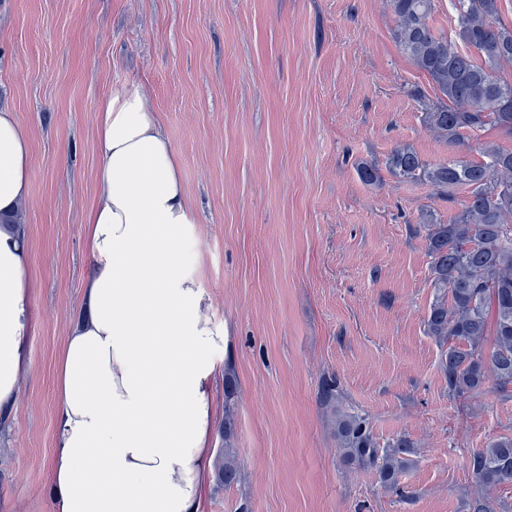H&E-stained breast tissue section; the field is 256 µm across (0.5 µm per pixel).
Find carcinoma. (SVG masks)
Masks as SVG:
<instances>
[{
    "instance_id": "cac0c4a2",
    "label": "carcinoma",
    "mask_w": 512,
    "mask_h": 512,
    "mask_svg": "<svg viewBox=\"0 0 512 512\" xmlns=\"http://www.w3.org/2000/svg\"><path fill=\"white\" fill-rule=\"evenodd\" d=\"M389 2L396 42L441 94L427 115L430 128L450 146L464 145L463 132L477 133L489 124L512 136V83L496 76L502 64L512 62V26L502 21L499 0H455L462 49L431 28L435 0ZM482 154L488 161L454 156L430 165L412 147L400 145L386 159L395 177L425 181L443 193L469 189L451 223L427 214L419 224L435 288L426 332L446 347L441 368L452 397L479 394L490 381L502 391L512 388V150L485 144ZM234 416L229 397L217 465V481L224 486L238 480L229 458ZM336 438L343 462L375 469L385 487L407 466L403 454L410 442L401 438L379 448L359 414L336 415ZM472 473L479 490L512 483V438L494 439L475 452Z\"/></svg>"
}]
</instances>
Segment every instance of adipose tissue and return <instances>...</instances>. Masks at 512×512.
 <instances>
[{
	"label": "adipose tissue",
	"instance_id": "ef3b65f1",
	"mask_svg": "<svg viewBox=\"0 0 512 512\" xmlns=\"http://www.w3.org/2000/svg\"><path fill=\"white\" fill-rule=\"evenodd\" d=\"M97 195L84 226L80 318L56 375L50 512H203L213 480L224 347L199 282L180 266L197 222L175 148L142 88L112 85L96 110ZM31 146L0 107V216L30 189ZM28 244L0 226V407L28 364Z\"/></svg>",
	"mask_w": 512,
	"mask_h": 512
}]
</instances>
